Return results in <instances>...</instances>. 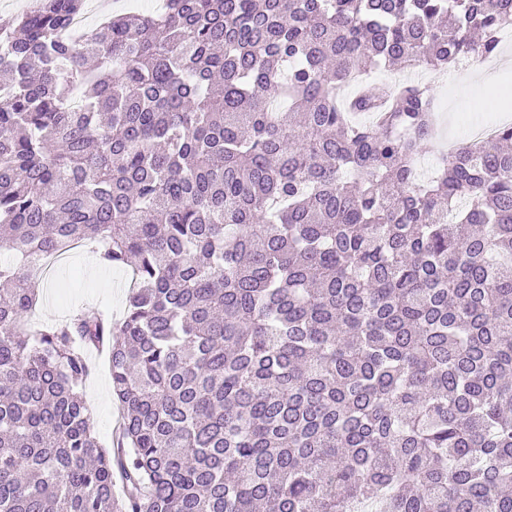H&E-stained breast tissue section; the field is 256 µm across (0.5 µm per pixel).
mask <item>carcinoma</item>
Here are the masks:
<instances>
[{"instance_id":"1","label":"carcinoma","mask_w":512,"mask_h":512,"mask_svg":"<svg viewBox=\"0 0 512 512\" xmlns=\"http://www.w3.org/2000/svg\"><path fill=\"white\" fill-rule=\"evenodd\" d=\"M87 5L0 24V512H512V124L424 179L429 86L343 93L499 56L512 0H164L69 35ZM80 245L129 268L122 318L29 327L35 261ZM87 359L91 374L83 387V398L100 444L104 448H111L121 411L112 399L111 378L102 355L92 350L87 353Z\"/></svg>"}]
</instances>
